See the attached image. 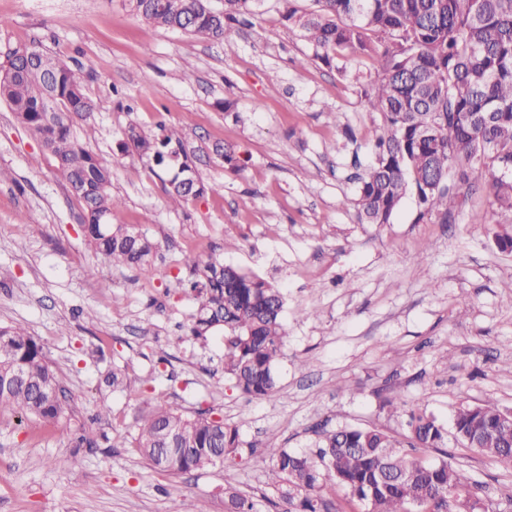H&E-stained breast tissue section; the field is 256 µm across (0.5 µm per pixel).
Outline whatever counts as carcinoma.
Masks as SVG:
<instances>
[{"mask_svg": "<svg viewBox=\"0 0 512 512\" xmlns=\"http://www.w3.org/2000/svg\"><path fill=\"white\" fill-rule=\"evenodd\" d=\"M259 0H224L215 11L208 0H148L141 17L164 29L230 43L235 23L254 12ZM316 9H297L285 0L281 21L312 46V60L329 69L344 51L377 58L362 95L384 124L374 162L359 178V214L364 224H388L402 201L417 198L422 211L448 214L458 193L448 184L455 173L470 192L471 174L485 184L499 207L512 211V0H313ZM39 53L53 70L38 75L28 66ZM53 100L59 117L49 125L41 108ZM0 102L52 154L71 192L86 212L85 232L102 260L149 275L156 244L133 224H114L122 201L112 194L106 165L77 143L75 120L95 111L81 71L42 45L16 46L0 66ZM172 137L126 131L124 146L161 165L179 163L169 197L186 202L209 190L192 166L167 152ZM195 276L199 302L191 318L196 337L224 330V370L236 387L255 399L276 391L275 367L286 345L279 288L254 273L211 256L184 255ZM0 415L35 419L48 428L64 418L69 398L43 346L25 330L0 327ZM403 438L378 427L319 426L317 451L302 454L266 447L270 495L277 512H332L327 497L336 488L371 512H457L478 505V482L448 453L422 461V449L444 446L448 429L426 408L411 410ZM453 435L465 449L512 464V419L494 404L459 406ZM155 470L168 475L204 470L240 447V430L207 412L187 415L167 402L142 417L131 441ZM224 512H256L253 499L224 486Z\"/></svg>", "mask_w": 512, "mask_h": 512, "instance_id": "1", "label": "carcinoma"}]
</instances>
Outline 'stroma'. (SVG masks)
<instances>
[{
  "label": "stroma",
  "mask_w": 512,
  "mask_h": 512,
  "mask_svg": "<svg viewBox=\"0 0 512 512\" xmlns=\"http://www.w3.org/2000/svg\"><path fill=\"white\" fill-rule=\"evenodd\" d=\"M283 7L263 0L225 44L150 25L125 0H0V59L38 42L82 68L96 110L73 135L110 170L124 201L113 223L158 245L148 277L100 262L53 156L0 103V324L37 339L71 396L47 432L0 416V512H224L228 483L274 512L264 447L314 453L324 423L401 436L418 404L448 427L459 404L512 408V250L494 242L512 213L482 189L448 219L409 196L391 223H361L356 177L381 126L361 85L376 60L312 62ZM132 125L173 132L217 193L171 205L175 170L123 149ZM189 252L281 288L288 342L271 397L235 387L223 332L190 335ZM116 367L128 391L107 384ZM161 400L238 425L241 447L203 471L154 470L124 440ZM85 431L95 446L77 445ZM446 450L482 503L512 496L511 466Z\"/></svg>",
  "instance_id": "1"
}]
</instances>
